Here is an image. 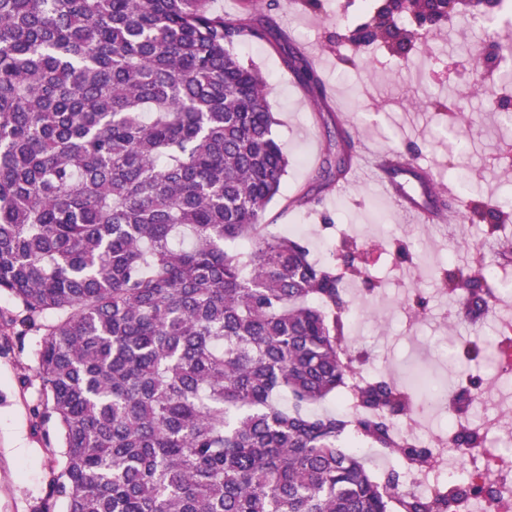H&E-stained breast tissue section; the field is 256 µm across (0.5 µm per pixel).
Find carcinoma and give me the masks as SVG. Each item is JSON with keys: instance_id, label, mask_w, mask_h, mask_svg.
Instances as JSON below:
<instances>
[{"instance_id": "carcinoma-1", "label": "carcinoma", "mask_w": 512, "mask_h": 512, "mask_svg": "<svg viewBox=\"0 0 512 512\" xmlns=\"http://www.w3.org/2000/svg\"><path fill=\"white\" fill-rule=\"evenodd\" d=\"M210 0H0V295L39 336L33 408L46 446L65 448L51 495L65 512H466L493 502L486 477L428 496L375 478L353 435L407 468L440 449L394 438L414 402L384 376L360 410L313 412L357 371L343 316L355 241L319 264L260 220L288 159L268 91L236 44L270 30ZM300 81L318 86L291 55ZM319 172L330 184L345 173ZM502 206L488 203L491 231ZM442 284L456 314L484 318L486 268ZM471 340L456 362L485 358ZM479 379L452 393L458 448Z\"/></svg>"}]
</instances>
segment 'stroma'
<instances>
[{
    "label": "stroma",
    "mask_w": 512,
    "mask_h": 512,
    "mask_svg": "<svg viewBox=\"0 0 512 512\" xmlns=\"http://www.w3.org/2000/svg\"><path fill=\"white\" fill-rule=\"evenodd\" d=\"M369 17L363 0H281L276 11L261 14L272 39L237 45L242 62L256 67L271 89L276 123L273 132L288 157L283 189L267 206L263 230L284 235L302 224L312 259L330 260V248L346 229L368 252L367 268L375 288L347 281V298L356 318L346 327L360 368L368 375L402 380L411 358L446 380L456 372L447 361L456 345L476 337L492 338L498 319L512 321V294L502 296L495 314L478 323L457 318L452 299L440 286L448 268L466 265L470 253L460 240L482 242L481 225L470 223L468 208L512 192V126L500 120L498 100L512 101V87L501 77L485 82V94L469 96L471 85L459 72L471 53L488 40L484 27L456 18L432 29L428 52L395 55L387 45L356 48L345 35ZM316 49L321 88L303 86L287 68V52ZM356 65H347V58ZM467 97L466 112L449 114L429 106ZM357 131L358 142L373 151L413 152L433 182L453 186L464 200L448 221L456 230L408 223L390 203L373 195L368 182L345 195L317 188L318 169L328 156L335 127ZM321 197L320 205L296 206L295 196ZM427 301L423 318L407 306L410 290ZM35 336L0 339V512H41L60 471L61 451L46 447L34 427L37 402Z\"/></svg>",
    "instance_id": "stroma-1"
}]
</instances>
